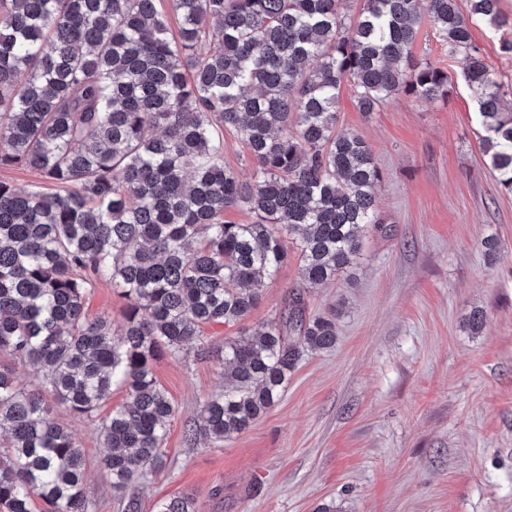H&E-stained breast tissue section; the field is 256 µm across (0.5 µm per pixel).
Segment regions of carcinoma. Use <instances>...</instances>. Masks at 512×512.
I'll return each instance as SVG.
<instances>
[{
  "mask_svg": "<svg viewBox=\"0 0 512 512\" xmlns=\"http://www.w3.org/2000/svg\"><path fill=\"white\" fill-rule=\"evenodd\" d=\"M170 0L167 35L155 0H0V168L21 165L51 191L0 181V506L93 512L86 460L51 403L93 416L112 386L127 402L98 421L103 464L124 512L135 484L162 463L175 407L155 375L163 356L218 360L231 387L208 398L192 436L224 442L280 400L304 350L336 346L331 315L293 294L279 322L220 343L205 328L245 320L296 250L311 287L360 257L378 224L382 172L369 144L336 131L341 87L362 112L409 94L435 101L450 78L415 58L427 13L464 79L481 148L512 191V105L476 52L472 27L501 28V0ZM246 144L248 178L224 166V131ZM245 209L251 224L224 215ZM106 277L125 299L116 331L91 317ZM8 357L38 389L18 386ZM190 496L158 512H194Z\"/></svg>",
  "mask_w": 512,
  "mask_h": 512,
  "instance_id": "cac0c4a2",
  "label": "carcinoma"
}]
</instances>
